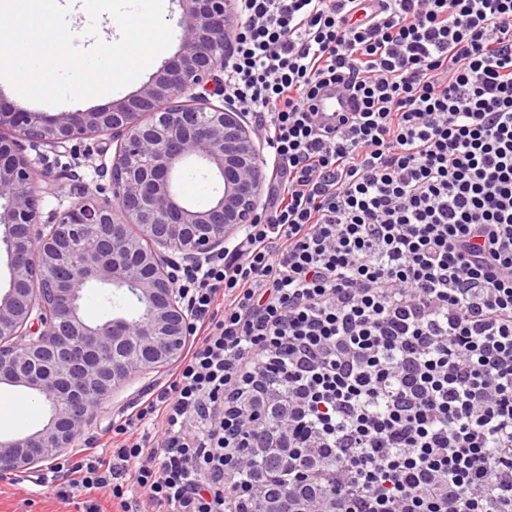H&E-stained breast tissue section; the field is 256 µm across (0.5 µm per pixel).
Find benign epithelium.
Wrapping results in <instances>:
<instances>
[{
    "instance_id": "7a95c632",
    "label": "benign epithelium",
    "mask_w": 512,
    "mask_h": 512,
    "mask_svg": "<svg viewBox=\"0 0 512 512\" xmlns=\"http://www.w3.org/2000/svg\"><path fill=\"white\" fill-rule=\"evenodd\" d=\"M178 52L136 93L106 107L61 116L24 110L0 94V223L8 226L10 288L0 293V384L48 406L42 428L0 437V475L21 473L75 447L99 405L126 381L176 365L188 342V314L175 286L174 257L198 263L251 223L268 178L259 133L222 104L224 62L237 27L235 0H179ZM220 104H215V101ZM115 145L113 199L86 189L63 213L40 220L37 150L77 139ZM194 165L216 183L209 203H187L175 178ZM91 286L119 290L133 315L97 322L81 311ZM252 437L231 461L246 468L269 453L288 467V434L266 411L249 415ZM263 470L236 489L247 512H332L333 501L273 491Z\"/></svg>"
}]
</instances>
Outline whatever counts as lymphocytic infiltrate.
I'll list each match as a JSON object with an SVG mask.
<instances>
[{
  "label": "lymphocytic infiltrate",
  "instance_id": "f902f5d3",
  "mask_svg": "<svg viewBox=\"0 0 512 512\" xmlns=\"http://www.w3.org/2000/svg\"><path fill=\"white\" fill-rule=\"evenodd\" d=\"M224 97L279 180L179 271L192 344L65 463L87 512H234L229 411L288 397L336 512H512V0H236ZM354 103L322 120L313 101ZM160 425L157 449L125 436Z\"/></svg>",
  "mask_w": 512,
  "mask_h": 512
}]
</instances>
